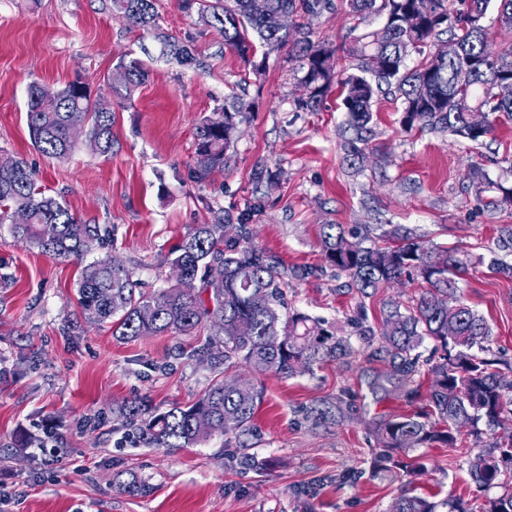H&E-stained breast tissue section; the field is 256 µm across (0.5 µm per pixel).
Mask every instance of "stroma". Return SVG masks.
I'll list each match as a JSON object with an SVG mask.
<instances>
[{
	"label": "stroma",
	"instance_id": "35a3bbf8",
	"mask_svg": "<svg viewBox=\"0 0 512 512\" xmlns=\"http://www.w3.org/2000/svg\"><path fill=\"white\" fill-rule=\"evenodd\" d=\"M334 2L335 10L297 21L312 40L335 46L342 70L353 63L357 38L385 18L359 19L346 0ZM155 5L163 33L190 42L195 63L170 62L153 33L113 16L111 0H0V150L24 158L38 184L81 222L113 227L104 252L146 293L174 284L170 252L192 225L211 223L217 211L234 224L247 210L256 245L285 267L316 270L289 280V308L343 325L362 301L373 324L383 301L407 300L417 283L360 299L324 261L320 227L356 226L373 236L397 224L417 229L428 244L467 254L463 296L487 319L498 359L512 366V279L495 270L512 266V245L500 239L512 210H487L465 177L474 164L512 184V120L476 143L408 132L389 94L374 106L367 161L351 168L340 147L345 114L337 94L316 112L294 107L290 46L258 48L247 64L182 0ZM130 58L148 78L127 97L111 77ZM78 77L112 113V152L84 143L67 160L47 158L30 137L28 86L56 90ZM233 92L249 106L247 121L223 172L196 180L189 171L196 127ZM258 168L266 173L260 183ZM80 269L0 225V512H389L406 490L438 504L461 497L478 512L484 495L457 449H417L426 471L416 477L372 473L381 424L414 405L402 392L372 393L383 365L361 355L290 378L234 369L261 394L245 438L230 433L192 448L139 443L115 408L142 397L162 411L195 400L213 378L191 357L203 340L124 341L110 325L86 323L76 300ZM338 400L349 408L336 421L316 428L306 420V407ZM50 422L58 463L41 451ZM253 457L265 469L249 466ZM131 474L147 495L120 490Z\"/></svg>",
	"mask_w": 512,
	"mask_h": 512
}]
</instances>
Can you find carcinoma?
<instances>
[{"instance_id": "obj_1", "label": "carcinoma", "mask_w": 512, "mask_h": 512, "mask_svg": "<svg viewBox=\"0 0 512 512\" xmlns=\"http://www.w3.org/2000/svg\"><path fill=\"white\" fill-rule=\"evenodd\" d=\"M112 13L135 15L138 24L157 32L165 50L181 65L195 61L190 45L159 33L153 0H111ZM257 12L252 0H184L185 9L197 8L201 19L224 35V45L243 61L257 45L270 49L292 45L297 63L299 95L295 104L316 110L336 87L346 112L347 156L366 161L367 134L373 121V103L381 84L392 82L403 97L401 123L405 130L439 129L477 142L491 134L496 119L512 117V45L490 50L483 19L492 0H347L354 14L376 11L385 15L381 30L362 36L352 54L350 72L334 71L336 49L313 41L301 24L289 29L281 19L289 14L335 10L334 0H265ZM443 33L458 42L457 54L437 67L433 51ZM423 56L413 69L405 67L411 53ZM119 80L131 95L147 78L137 60L120 62ZM29 129L33 145L44 156L64 160L78 147L73 131L82 128L94 151L112 153V112L91 103L87 85L75 79L58 90L55 99L39 95V84L28 88ZM247 107L234 100L216 118H204L195 132L191 175L205 180L224 170V156L234 143ZM489 117L481 129L467 116ZM476 195L491 192L486 206L512 209V186L488 182L473 167L467 173ZM23 211L24 224L11 223ZM0 224L41 252L60 258H82L105 244L110 230L84 224L58 198L37 187L26 161L0 152ZM325 261L346 275L357 293L377 290L416 277L422 290L406 302L384 303L377 326L367 324L363 304L347 321L351 330L325 327L301 312L284 313L285 275L305 278L314 268L282 271L277 261L255 245L249 224H237L235 235L225 233L224 218L196 224L173 248L172 268L200 287L187 293L177 285L151 293L137 290L129 273L106 255L84 266L78 283V305L84 318L109 323L112 336L134 340L140 336L172 333L189 335L201 327L211 330L206 343L192 356L214 370H229L239 363L259 372L285 376L314 373L329 362H347L370 348L367 359L380 361L385 372L372 383L374 391L408 388L421 377L419 348L426 340L437 343L442 356L428 368L433 377L427 403L411 413L386 420L378 433L372 468L387 471L403 465L396 456L419 448H455L459 438L492 436L488 449L468 457L469 474L485 500L479 512H512V369L496 371L491 358L492 331L461 296V276L468 260L456 251L425 244L415 229L399 225L385 233L384 243L355 227L325 224L320 235ZM259 394L254 388L231 390L222 381L208 384L188 405L175 404L160 411L144 399L118 409V416L157 448H187L229 432L252 430ZM338 403L311 407L307 418L314 425L335 419ZM405 466V465H403ZM416 476L420 463L405 466ZM394 512H435L427 499L402 494Z\"/></svg>"}]
</instances>
